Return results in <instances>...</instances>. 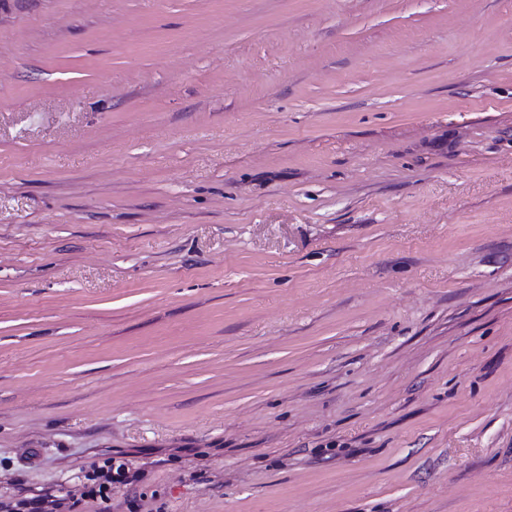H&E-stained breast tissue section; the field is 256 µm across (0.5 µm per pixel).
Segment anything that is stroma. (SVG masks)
<instances>
[{
	"instance_id": "35a3bbf8",
	"label": "stroma",
	"mask_w": 512,
	"mask_h": 512,
	"mask_svg": "<svg viewBox=\"0 0 512 512\" xmlns=\"http://www.w3.org/2000/svg\"><path fill=\"white\" fill-rule=\"evenodd\" d=\"M512 512V0H0V495ZM83 482L73 493L65 496L54 489H42L32 495L17 494L0 499L1 512H65L81 504H92V512H110L112 488L117 485H133L140 481L142 474L133 470L127 462L108 458L102 465H92ZM69 501V502H68Z\"/></svg>"
}]
</instances>
